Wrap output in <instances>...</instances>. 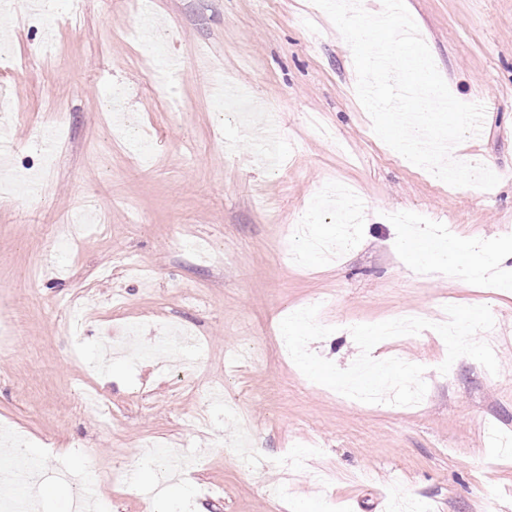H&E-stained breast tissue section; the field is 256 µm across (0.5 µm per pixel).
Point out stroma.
<instances>
[{"mask_svg":"<svg viewBox=\"0 0 512 512\" xmlns=\"http://www.w3.org/2000/svg\"><path fill=\"white\" fill-rule=\"evenodd\" d=\"M0 13V140L36 193L0 195V315L14 328L0 351V426L40 448V468L75 473L74 497L103 512H152L154 484L173 460L194 470L172 512H273L283 463L304 461L331 480L295 474L286 512H512V291L489 289L467 265H416L403 241L463 238L503 252L512 276V0H406L455 98L485 108V135L464 140L461 161L499 184L484 191L434 180L373 131L347 89L350 47L311 0H52L54 56L34 49L27 0ZM249 94V115L215 101V76ZM179 96L183 109L169 108ZM118 100L119 116L103 106ZM279 116L280 162L255 159L251 133ZM353 187L361 220L352 246L323 261L290 233L336 236L330 189ZM208 241V259L183 240ZM85 303L80 339L64 329ZM319 305L331 327L309 348L338 367L360 353L351 326L405 314L433 321L445 306L486 305L480 332L499 363L472 358L448 373L444 341L428 332L383 340L375 358L424 366L412 406L354 405L306 378L278 348L281 321ZM139 324L137 345L103 363V333ZM191 331L206 352L156 349L168 327ZM223 398H205L211 386ZM105 412L83 411L86 393ZM238 412L229 416L226 404ZM252 439L249 458L238 448Z\"/></svg>","mask_w":512,"mask_h":512,"instance_id":"stroma-1","label":"stroma"}]
</instances>
